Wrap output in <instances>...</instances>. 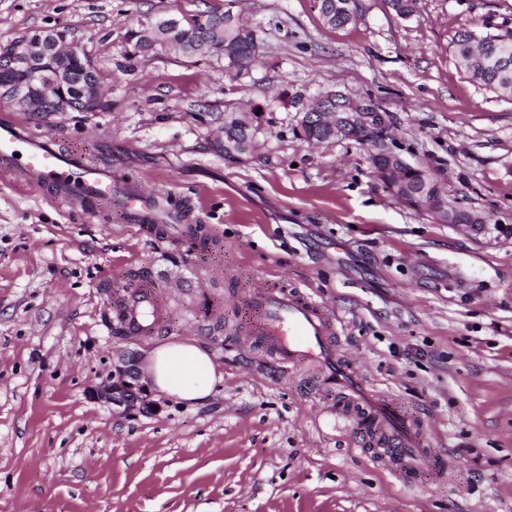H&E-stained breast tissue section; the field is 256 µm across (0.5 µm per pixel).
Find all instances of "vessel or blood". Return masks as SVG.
<instances>
[{
	"label": "vessel or blood",
	"mask_w": 512,
	"mask_h": 512,
	"mask_svg": "<svg viewBox=\"0 0 512 512\" xmlns=\"http://www.w3.org/2000/svg\"><path fill=\"white\" fill-rule=\"evenodd\" d=\"M0 167L22 169L36 185H46L56 201L66 205H96L111 200L115 186H123L122 203L134 223L164 225L175 240H194L198 225L187 212L172 211L162 194H144L123 184L110 166L92 162L63 149L55 140L30 133L21 123L0 122ZM244 305L253 328L281 368L308 360L318 364L327 384L346 395L358 418L373 423L371 442L377 459L406 481H414L433 459L422 448L417 423L398 406L375 393L367 377L336 353L332 324L312 296L297 288L255 287ZM107 326L122 336H156L162 331L168 300L160 284L134 283L107 304Z\"/></svg>",
	"instance_id": "obj_1"
}]
</instances>
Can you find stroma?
Here are the masks:
<instances>
[{"mask_svg":"<svg viewBox=\"0 0 512 512\" xmlns=\"http://www.w3.org/2000/svg\"><path fill=\"white\" fill-rule=\"evenodd\" d=\"M333 29L315 0H237L266 55L231 81L223 57L158 47L128 30L224 0H0V43L65 27L112 100L107 112H31L17 121L166 193L214 245H174L111 207L64 206L20 172H0V512H512V100L469 79L461 29L512 32V0H418L398 18L363 0ZM369 98L407 162L483 213L463 232L398 202L370 145L306 141L320 95ZM258 108L252 150L224 154V114ZM185 274L166 286L160 335L103 324L102 282ZM306 290L331 318L340 356L367 372L432 455L415 482L361 446L368 422L337 429L344 398L320 369L284 372L245 335L241 300L258 283ZM194 341L224 380L204 403L156 395L129 415L89 398L127 353Z\"/></svg>","mask_w":512,"mask_h":512,"instance_id":"1","label":"stroma"}]
</instances>
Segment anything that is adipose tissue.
<instances>
[{
  "instance_id": "adipose-tissue-1",
  "label": "adipose tissue",
  "mask_w": 512,
  "mask_h": 512,
  "mask_svg": "<svg viewBox=\"0 0 512 512\" xmlns=\"http://www.w3.org/2000/svg\"><path fill=\"white\" fill-rule=\"evenodd\" d=\"M146 370L156 391L190 405L209 398L224 379L213 354L197 343L172 342L155 348Z\"/></svg>"
}]
</instances>
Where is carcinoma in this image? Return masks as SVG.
<instances>
[{
    "mask_svg": "<svg viewBox=\"0 0 512 512\" xmlns=\"http://www.w3.org/2000/svg\"><path fill=\"white\" fill-rule=\"evenodd\" d=\"M325 24L332 28H343L359 18L364 7L362 0H315ZM392 11L402 19L415 15L417 0H388ZM154 30L142 33L137 29L129 32V38L142 52L156 46L168 48L184 56L200 51H209L222 44L224 54V76L229 80L238 79L249 63L258 64L263 56L264 42L260 26L242 24L238 17L216 11L205 14L184 15L179 25L169 26L158 20L153 22ZM455 56L469 78L479 86L501 96L512 98V34L505 33L489 39L478 36L470 29L455 33L452 39ZM56 66L71 74L79 82L83 97L87 98L97 89L98 74L76 66L74 59L64 55L55 60ZM236 111L227 116L224 124V153H238L241 146L253 142L254 131L251 115Z\"/></svg>",
    "mask_w": 512,
    "mask_h": 512,
    "instance_id": "obj_1",
    "label": "carcinoma"
}]
</instances>
